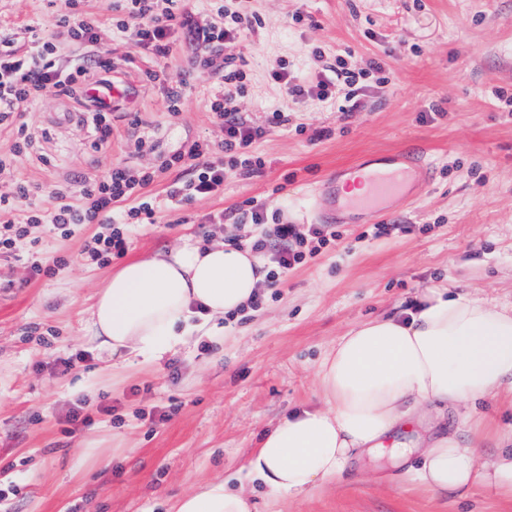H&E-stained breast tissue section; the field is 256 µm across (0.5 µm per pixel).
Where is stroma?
I'll use <instances>...</instances> for the list:
<instances>
[{"label": "stroma", "mask_w": 512, "mask_h": 512, "mask_svg": "<svg viewBox=\"0 0 512 512\" xmlns=\"http://www.w3.org/2000/svg\"><path fill=\"white\" fill-rule=\"evenodd\" d=\"M262 25L240 42L237 67L245 93L237 101L251 124L268 112L286 122L253 149L258 171L225 167L224 191L180 208L166 190L186 180L171 170L146 193L152 224L125 257L98 267L81 256L94 230L69 239L37 229L41 253L0 257V481L12 491L0 512H167L169 502L228 480L238 487L247 457L280 418L320 404L315 372L324 354L356 323L415 306L427 288L489 302H512V0H245ZM99 22L102 67L93 79L124 82L114 98L112 136L96 147L90 101L49 95L26 106L30 139L0 172V195L14 182L32 194L14 211L48 213L76 181L116 167L137 171L195 141L220 144L209 104L222 94L218 75L195 70V50L181 37L161 58L126 44L113 0H83ZM62 0H0V30L18 55L48 39L58 63L83 57L57 25ZM301 21H293V14ZM344 58L354 70L380 62L358 105L343 111L346 88L333 96L294 98L271 78L286 66L290 80L312 84L324 63ZM187 77L179 115L168 110L169 80ZM425 151L430 180L410 201H391L357 224H342L328 251L263 289L258 308L212 320L186 343L148 363L133 360L113 379L100 369L111 356L91 338L93 296L125 258L152 254L192 237L198 244L228 236L261 237L238 223L252 199L286 224L310 225L321 204L313 191L339 165L366 154ZM223 211V226L207 215ZM383 232H375V225ZM64 256L54 273L29 279L32 260ZM82 354L62 370L58 358ZM82 408L87 423L72 424ZM255 512H512V500L477 485L444 499L407 482L383 458L354 462L341 481L307 495L272 500L253 487Z\"/></svg>", "instance_id": "35a3bbf8"}]
</instances>
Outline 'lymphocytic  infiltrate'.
Segmentation results:
<instances>
[{"mask_svg":"<svg viewBox=\"0 0 512 512\" xmlns=\"http://www.w3.org/2000/svg\"><path fill=\"white\" fill-rule=\"evenodd\" d=\"M81 0H65L66 12L59 19L69 41L83 47L97 42L98 27L93 13L79 9ZM175 0H123L116 28L126 43L167 57L177 40V32H184L195 43L196 61L210 64L223 60L224 92L210 103L213 120L224 130V156L217 159L206 142H194L184 150L163 156L158 168L134 174L124 168H115L103 179L83 182L78 189L79 202L60 205L46 215L34 214L23 221L11 220L17 199L26 195L24 185H16L12 195L0 196V253L18 249H32L39 239L34 228L39 224L52 227L62 239L72 237L87 224L97 230L87 237L82 252L91 263L106 266L113 258L122 256L144 218L152 216V205L143 198V190L155 181L158 174L172 168L191 171L184 182H176L167 189L172 205L180 206L195 200L218 195L224 186L225 165L262 168L265 161L250 151L251 145L262 138L267 127L282 125V112H272L267 126L250 125L237 109L236 100L245 92L240 71L232 67L234 51L241 38L259 25L255 13H242L230 6L220 7L206 24L197 23L191 15H176ZM58 46L46 41L38 46L31 59L18 58L12 41L0 37V124L7 121L21 105L32 104L50 92L68 93L76 84L84 82L86 67L77 65L60 68L55 64ZM273 80L294 96L314 94L325 98L332 86L343 83L356 85L357 74L346 68L344 60L325 64L315 86L292 83L287 68L272 74ZM254 225L265 228V237L253 245L255 251L265 252L270 270L268 287H276L283 274L302 263L312 247L327 248L335 244L338 234L330 224H313L301 229L297 224L270 223L267 212L260 205L249 208Z\"/></svg>","mask_w":512,"mask_h":512,"instance_id":"obj_1","label":"lymphocytic infiltrate"}]
</instances>
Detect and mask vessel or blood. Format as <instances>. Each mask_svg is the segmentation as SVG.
<instances>
[{
	"instance_id": "obj_1",
	"label": "vessel or blood",
	"mask_w": 512,
	"mask_h": 512,
	"mask_svg": "<svg viewBox=\"0 0 512 512\" xmlns=\"http://www.w3.org/2000/svg\"><path fill=\"white\" fill-rule=\"evenodd\" d=\"M355 171L363 176L365 192L359 197H343L340 186ZM431 174V163L422 152L367 155L355 166L337 168L317 187L325 206L316 218L324 224L356 223L359 215L380 212L390 198L412 199L415 186L426 183Z\"/></svg>"
}]
</instances>
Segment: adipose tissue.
I'll return each instance as SVG.
<instances>
[{"label": "adipose tissue", "instance_id": "ef3b65f1", "mask_svg": "<svg viewBox=\"0 0 512 512\" xmlns=\"http://www.w3.org/2000/svg\"><path fill=\"white\" fill-rule=\"evenodd\" d=\"M267 276L264 258L246 244L185 240L135 258L96 293L91 332L114 356L155 359L202 331L212 319L249 306ZM322 404L274 424L249 456L245 478L277 498L310 494L339 480L354 458L389 450L385 438L428 412L512 397V307L435 288L403 316L362 321L321 359ZM482 435L461 442L441 429L418 454L414 480L438 497L493 487L512 499V449L479 465ZM244 489L224 482L174 499L169 512H253Z\"/></svg>", "mask_w": 512, "mask_h": 512}]
</instances>
